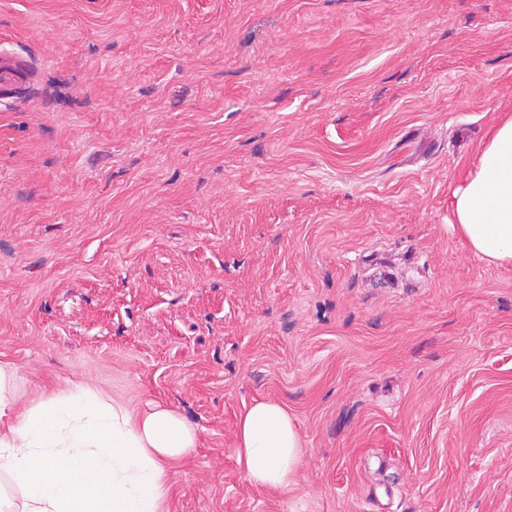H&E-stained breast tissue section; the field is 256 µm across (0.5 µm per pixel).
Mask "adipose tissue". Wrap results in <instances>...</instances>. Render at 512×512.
I'll return each instance as SVG.
<instances>
[{
    "label": "adipose tissue",
    "instance_id": "adipose-tissue-1",
    "mask_svg": "<svg viewBox=\"0 0 512 512\" xmlns=\"http://www.w3.org/2000/svg\"><path fill=\"white\" fill-rule=\"evenodd\" d=\"M448 214L477 255L512 264V118L449 193ZM17 374L0 361V478L20 496H0V512H168L169 468L196 448L194 424L163 403L133 413L82 382L22 409ZM302 455L295 421L280 403L258 400L241 413L236 462L252 486L287 491Z\"/></svg>",
    "mask_w": 512,
    "mask_h": 512
}]
</instances>
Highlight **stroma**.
<instances>
[{
    "label": "stroma",
    "instance_id": "1",
    "mask_svg": "<svg viewBox=\"0 0 512 512\" xmlns=\"http://www.w3.org/2000/svg\"><path fill=\"white\" fill-rule=\"evenodd\" d=\"M0 360L182 412L170 512H512V265L448 193L512 116V0H0ZM282 403L285 492L235 460ZM32 73L26 61L0 51V89L21 84ZM302 455L295 421L280 403L258 400L241 413L237 421L236 462L252 486L288 491Z\"/></svg>",
    "mask_w": 512,
    "mask_h": 512
}]
</instances>
